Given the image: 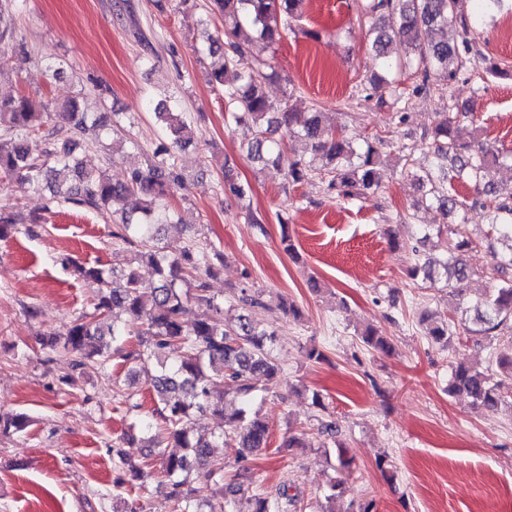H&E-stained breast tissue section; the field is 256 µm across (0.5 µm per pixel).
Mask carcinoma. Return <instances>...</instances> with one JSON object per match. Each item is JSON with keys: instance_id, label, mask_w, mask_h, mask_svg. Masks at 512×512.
Wrapping results in <instances>:
<instances>
[{"instance_id": "1", "label": "carcinoma", "mask_w": 512, "mask_h": 512, "mask_svg": "<svg viewBox=\"0 0 512 512\" xmlns=\"http://www.w3.org/2000/svg\"><path fill=\"white\" fill-rule=\"evenodd\" d=\"M305 0H211L212 11L224 17V35L204 31L209 46L224 42L221 64L211 72V81L224 93V112L229 122L247 130L242 150L253 163H272L286 170L288 182L301 183L316 174L328 178V187L344 198L368 197L379 182V146L382 140H357L344 131L323 127L322 113L311 112L300 125L295 113L278 106L263 92L262 85L277 72L250 67L246 57L255 47L270 48L288 34L291 23L303 16ZM506 0H361V15L369 23L371 50L379 72L370 81V90L389 87L392 70H409L428 79L436 70L452 80L463 66V56L473 50L472 35L488 13L504 6ZM469 109L440 112L432 128L433 155L430 168L414 174L424 201H435L447 212L463 207L448 194V173L456 180L471 183L490 197L491 230L505 250L492 252L495 269L512 270V188L492 182L495 167L512 156L486 146L470 149L455 134L460 117ZM170 147L156 151L144 168L134 169L124 182L114 183L100 173L86 170L74 154L75 136L86 129L92 113L79 101L60 105L36 103L29 97L0 99V174L14 177L30 187L47 183L53 196L67 203L87 205L106 212L116 205L130 206V215L112 233L115 238L137 247V259L151 265L158 278L149 283L129 268L119 276H109L97 266H75L76 272L99 286L93 312L75 319L60 338L41 342L49 351L72 356L73 376L68 383L105 371L116 355L128 365L127 375L143 357L156 358L160 371L151 377L164 422L159 429L151 421L133 424L112 449L113 488L134 485L144 478L142 462L127 457L123 444L140 439L147 448L161 449L160 474L166 479L168 496L176 512H294L296 496L288 486L276 494L254 493L242 488L240 478L248 472L256 456L270 449L271 435L255 407L260 376L278 382L282 365L274 355L275 332L256 323L244 313L231 314L215 300L202 278L214 266L208 254L191 248L166 251L157 244L158 227L153 220L157 202L175 189L184 188L182 173L166 160L170 148H182L190 141L188 118L178 105L160 104L155 108ZM54 126L44 135V147L34 144L32 135L48 122ZM302 141L309 155H297L293 142ZM224 189L243 199L250 188L224 171ZM453 242L442 258L427 252L430 231L413 247L424 262L411 270V276L434 280L442 274L456 282L470 278L472 271L464 252L474 239L467 225L451 230ZM205 305L212 315L187 324L188 307ZM120 308L129 316L124 325H112L104 332L102 324ZM477 328L471 333L485 338L512 331V281L481 294L471 305ZM429 339L442 346L457 335L451 323L427 321ZM365 347L383 353L392 350L390 338L368 329L361 335ZM512 392V340L503 345L483 369L458 359L452 365L448 393L465 396L476 407L493 408L506 402L505 391ZM209 414L224 421L219 430L183 428V422L196 415ZM28 427L22 414L0 415V431L22 432ZM238 440L236 473L227 477L224 470L211 468L215 449L224 445L227 432ZM183 452L177 453L175 449ZM199 469L211 482V494L198 500L187 476ZM342 480L327 482L320 512H336Z\"/></svg>"}]
</instances>
